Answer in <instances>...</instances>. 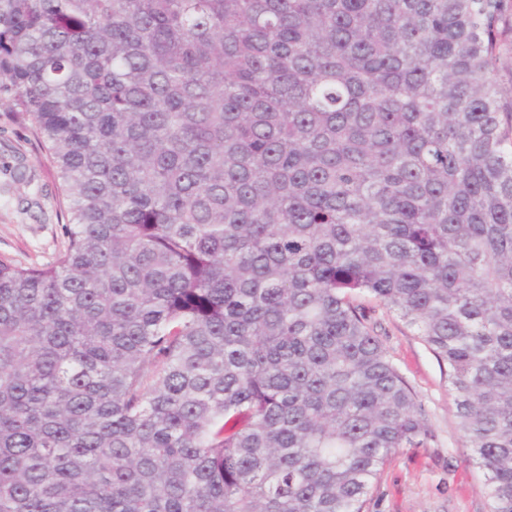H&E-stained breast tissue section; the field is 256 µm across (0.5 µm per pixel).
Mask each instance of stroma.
<instances>
[{
    "mask_svg": "<svg viewBox=\"0 0 512 512\" xmlns=\"http://www.w3.org/2000/svg\"><path fill=\"white\" fill-rule=\"evenodd\" d=\"M64 197L34 130L0 106V258L53 261L66 241ZM393 362L423 401L432 440L401 448L365 512H487L484 477L457 430L447 365L415 331L373 299L363 301Z\"/></svg>",
    "mask_w": 512,
    "mask_h": 512,
    "instance_id": "stroma-1",
    "label": "stroma"
}]
</instances>
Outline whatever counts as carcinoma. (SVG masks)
<instances>
[{
    "mask_svg": "<svg viewBox=\"0 0 512 512\" xmlns=\"http://www.w3.org/2000/svg\"><path fill=\"white\" fill-rule=\"evenodd\" d=\"M505 0H0L67 243L0 259V512H363L448 367L512 512Z\"/></svg>",
    "mask_w": 512,
    "mask_h": 512,
    "instance_id": "cac0c4a2",
    "label": "carcinoma"
}]
</instances>
